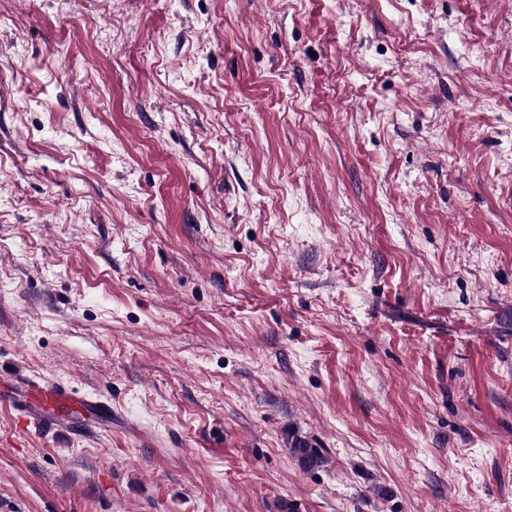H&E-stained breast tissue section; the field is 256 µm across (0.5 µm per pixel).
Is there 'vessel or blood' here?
Returning <instances> with one entry per match:
<instances>
[{
  "instance_id": "obj_1",
  "label": "vessel or blood",
  "mask_w": 512,
  "mask_h": 512,
  "mask_svg": "<svg viewBox=\"0 0 512 512\" xmlns=\"http://www.w3.org/2000/svg\"><path fill=\"white\" fill-rule=\"evenodd\" d=\"M14 388L17 395L9 402L17 419L35 420L44 425L64 430L69 428L71 419L67 408L78 407L87 412L110 417L112 405L95 394H80L73 387L47 380L41 376L18 378L0 374V392Z\"/></svg>"
}]
</instances>
